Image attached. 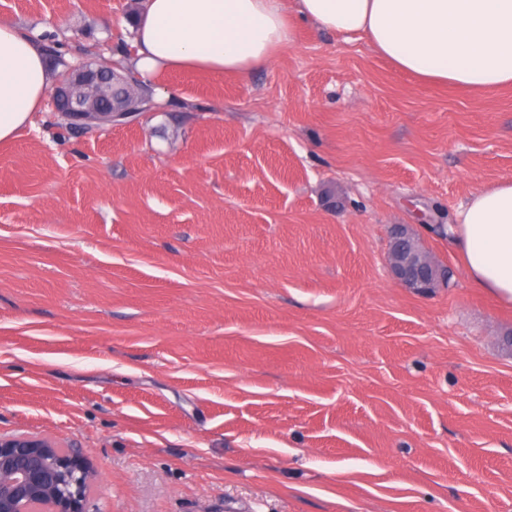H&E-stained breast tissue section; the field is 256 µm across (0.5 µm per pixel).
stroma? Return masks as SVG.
Instances as JSON below:
<instances>
[{
    "instance_id": "35a3bbf8",
    "label": "stroma",
    "mask_w": 512,
    "mask_h": 512,
    "mask_svg": "<svg viewBox=\"0 0 512 512\" xmlns=\"http://www.w3.org/2000/svg\"><path fill=\"white\" fill-rule=\"evenodd\" d=\"M143 0H0L70 63ZM94 135L0 142V436L83 449L89 512H512V305L442 233L512 179V86L303 24L246 78L169 72ZM406 224L448 268L393 279Z\"/></svg>"
}]
</instances>
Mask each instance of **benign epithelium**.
Listing matches in <instances>:
<instances>
[{"instance_id": "7a95c632", "label": "benign epithelium", "mask_w": 512, "mask_h": 512, "mask_svg": "<svg viewBox=\"0 0 512 512\" xmlns=\"http://www.w3.org/2000/svg\"><path fill=\"white\" fill-rule=\"evenodd\" d=\"M115 78L114 72L90 61L70 65L52 88L51 102L90 134L102 126L127 125L134 121L133 113L112 108ZM388 258L394 279L414 293L448 282V269L405 228L395 230ZM92 473L81 448H61L34 435L0 437V512H86Z\"/></svg>"}]
</instances>
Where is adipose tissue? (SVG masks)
Listing matches in <instances>:
<instances>
[{
  "instance_id": "ef3b65f1",
  "label": "adipose tissue",
  "mask_w": 512,
  "mask_h": 512,
  "mask_svg": "<svg viewBox=\"0 0 512 512\" xmlns=\"http://www.w3.org/2000/svg\"><path fill=\"white\" fill-rule=\"evenodd\" d=\"M366 38L422 81L512 84V0H144L128 64L145 83L179 70L250 75L294 39V25ZM43 47L0 22V142L32 124L47 94ZM450 242L473 287L512 303V179L473 193Z\"/></svg>"
}]
</instances>
